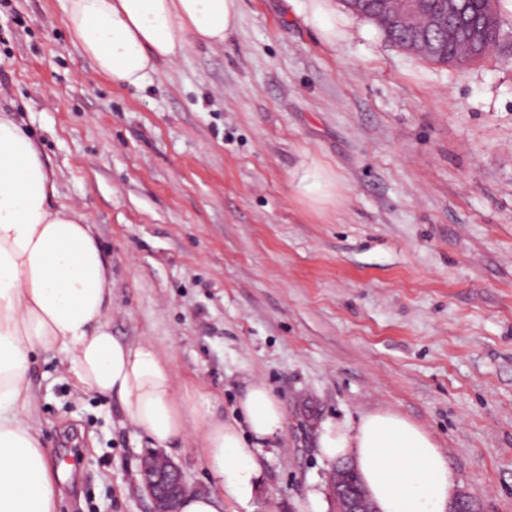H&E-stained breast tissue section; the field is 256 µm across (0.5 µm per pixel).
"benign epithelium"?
Instances as JSON below:
<instances>
[{
  "mask_svg": "<svg viewBox=\"0 0 512 512\" xmlns=\"http://www.w3.org/2000/svg\"><path fill=\"white\" fill-rule=\"evenodd\" d=\"M401 25H412L421 0H396ZM142 489L149 499L150 512H180L182 499L194 492L182 469L172 459L147 451L140 458ZM329 488L336 501V512H376L359 481L355 468L345 464L334 469Z\"/></svg>",
  "mask_w": 512,
  "mask_h": 512,
  "instance_id": "1",
  "label": "benign epithelium"
}]
</instances>
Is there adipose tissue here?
Listing matches in <instances>:
<instances>
[{
	"instance_id": "adipose-tissue-1",
	"label": "adipose tissue",
	"mask_w": 512,
	"mask_h": 512,
	"mask_svg": "<svg viewBox=\"0 0 512 512\" xmlns=\"http://www.w3.org/2000/svg\"><path fill=\"white\" fill-rule=\"evenodd\" d=\"M303 23L336 41L332 0H288ZM73 40L113 84L141 86L189 43H223L239 21V0H62ZM55 181L15 115L0 111V512H57L61 469L49 462L34 416L30 379L40 352L63 355L79 392L117 400L122 416L156 448L200 435L198 454L219 488L187 495L180 512H224L247 500L262 465L261 441L281 436L283 402L261 381L239 401L240 418L201 411L181 391L170 362L148 341L113 336L112 270L93 225L56 203ZM324 457L353 458L378 512H448L456 495L433 436L381 409L357 423H323Z\"/></svg>"
}]
</instances>
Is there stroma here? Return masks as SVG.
Returning a JSON list of instances; mask_svg holds the SVG:
<instances>
[{
  "label": "stroma",
  "instance_id": "obj_1",
  "mask_svg": "<svg viewBox=\"0 0 512 512\" xmlns=\"http://www.w3.org/2000/svg\"><path fill=\"white\" fill-rule=\"evenodd\" d=\"M336 7L335 44L283 0H240L223 44L140 87L101 74L59 0H0V111L41 146L57 202L112 264V333L169 355L201 411L264 380L284 434L224 512H335L327 421L377 409L429 431L459 490L512 512V11L490 58L432 63ZM319 167L316 203L296 187ZM31 378L58 512H148L146 437L77 393L59 355Z\"/></svg>",
  "mask_w": 512,
  "mask_h": 512
}]
</instances>
